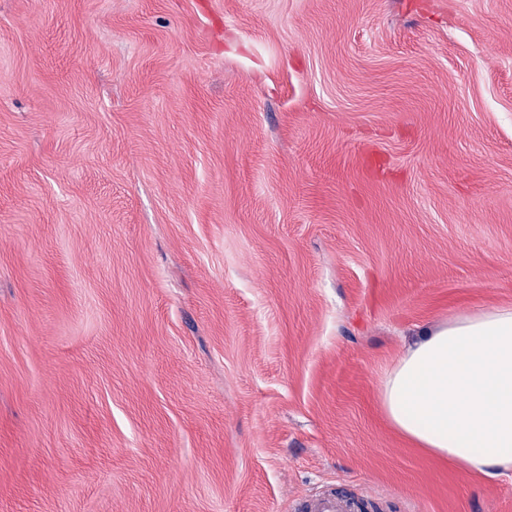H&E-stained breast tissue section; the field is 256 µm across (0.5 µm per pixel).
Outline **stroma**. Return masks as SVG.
<instances>
[{
  "mask_svg": "<svg viewBox=\"0 0 512 512\" xmlns=\"http://www.w3.org/2000/svg\"><path fill=\"white\" fill-rule=\"evenodd\" d=\"M512 307V0H0V512H512L385 418ZM358 498L332 491L322 494L298 508L297 512H362Z\"/></svg>",
  "mask_w": 512,
  "mask_h": 512,
  "instance_id": "1",
  "label": "stroma"
}]
</instances>
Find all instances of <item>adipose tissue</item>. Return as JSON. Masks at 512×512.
<instances>
[{
  "label": "adipose tissue",
  "instance_id": "1",
  "mask_svg": "<svg viewBox=\"0 0 512 512\" xmlns=\"http://www.w3.org/2000/svg\"><path fill=\"white\" fill-rule=\"evenodd\" d=\"M380 405L399 433L465 472L512 473V307L423 331L382 378Z\"/></svg>",
  "mask_w": 512,
  "mask_h": 512
}]
</instances>
